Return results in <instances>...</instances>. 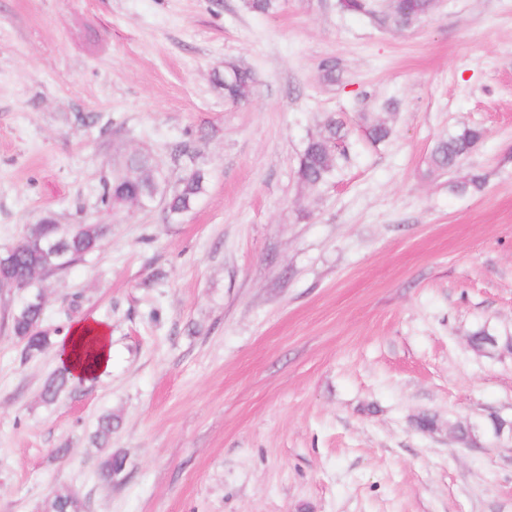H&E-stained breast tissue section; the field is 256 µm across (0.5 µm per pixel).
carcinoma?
Returning a JSON list of instances; mask_svg holds the SVG:
<instances>
[{
  "instance_id": "1",
  "label": "carcinoma",
  "mask_w": 512,
  "mask_h": 512,
  "mask_svg": "<svg viewBox=\"0 0 512 512\" xmlns=\"http://www.w3.org/2000/svg\"><path fill=\"white\" fill-rule=\"evenodd\" d=\"M340 7L350 13L362 14L378 19L383 25L409 28L429 15L432 0H393L390 9L383 11L375 0H339ZM254 75L248 70L234 66L222 82L224 98L233 103L246 101L250 97ZM368 138L373 143L385 141L391 133L388 123L374 119L367 125ZM483 131L467 127L436 143L431 153V167L445 171L455 167L470 154L482 140ZM351 159V144L342 120L327 116L321 130L306 142L299 157L296 171L298 182L310 192H318L335 179ZM206 189V174L195 169L182 178L177 187L167 190L163 178L156 168L151 153L139 156L126 153L112 163V176L103 185L101 203L113 211L141 210L152 203L154 195L166 201V211L176 217L190 210ZM108 232L105 224H60L42 217L35 224L26 225L21 236L9 247L0 251V284L6 288L13 284L25 285L29 291L42 292L41 283L47 280V268L54 258L46 249L34 246L41 237L58 244L74 266L85 257L101 250ZM45 307L36 302L20 301L10 318L12 336L23 344L26 355L39 354L58 342L59 330L52 332L42 328ZM75 382L65 361L49 376L42 387L41 398L46 403L55 401L60 392ZM114 420L112 414H104L97 420L95 441L106 442L112 437ZM125 467V456L108 453L98 470L99 479L110 483L119 477ZM85 502L79 492L67 489L56 493L45 505L43 512H84Z\"/></svg>"
}]
</instances>
